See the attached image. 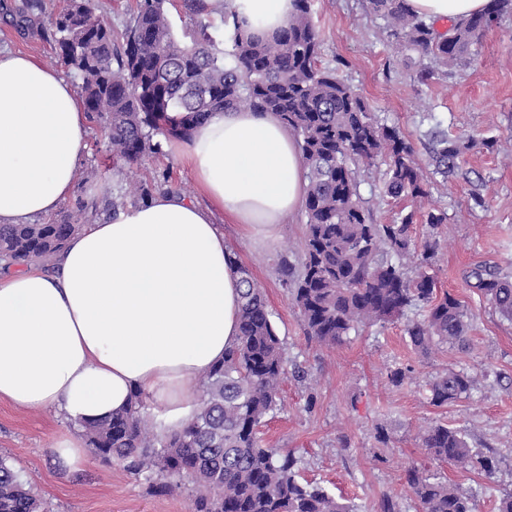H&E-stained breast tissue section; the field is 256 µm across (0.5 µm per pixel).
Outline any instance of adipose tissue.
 I'll return each instance as SVG.
<instances>
[{"mask_svg": "<svg viewBox=\"0 0 512 512\" xmlns=\"http://www.w3.org/2000/svg\"><path fill=\"white\" fill-rule=\"evenodd\" d=\"M264 34L293 0H208ZM487 0H408L425 18L459 19ZM76 87L35 58L0 52V224L54 212L75 186L88 147ZM205 203L165 193L118 209L74 235L51 270L0 276V400L53 407L73 424L157 407L166 436L190 419L202 377L239 337L244 286L220 210L247 236L274 238L308 180L296 140L270 112L213 113L183 143Z\"/></svg>", "mask_w": 512, "mask_h": 512, "instance_id": "ef3b65f1", "label": "adipose tissue"}]
</instances>
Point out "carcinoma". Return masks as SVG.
<instances>
[{
  "instance_id": "obj_1",
  "label": "carcinoma",
  "mask_w": 512,
  "mask_h": 512,
  "mask_svg": "<svg viewBox=\"0 0 512 512\" xmlns=\"http://www.w3.org/2000/svg\"><path fill=\"white\" fill-rule=\"evenodd\" d=\"M386 21L388 34L415 53L410 63L419 82L436 67L461 64L512 0H489L486 11L459 19L444 33L414 12L406 0H368ZM190 24L185 39L173 28L166 0H139L121 38L94 12L92 0H67L52 38L60 65L79 79L84 112L104 132L101 152L112 163H134L162 152L172 138L189 139L217 110L273 112L294 134L307 170L305 234L300 269L282 262L285 285L309 339L337 345L358 326L397 317L412 305L426 308L406 325L417 350L428 356L443 344L466 347L470 315L448 293L437 297L431 274L436 243L426 241L414 275L404 258L416 250L410 235L414 214L398 224H376L360 196L358 172L381 161L383 189L395 199L420 202L428 192L423 169L399 131L381 122L360 93L320 64L321 39L311 19L310 0H294L288 24L266 39L247 35L236 13L224 12L233 27L231 50L223 48L204 0H186ZM181 112L170 122L168 113ZM460 138L434 132L429 153L435 173L448 177L461 154ZM149 188L131 186L112 199H144ZM99 211V201L78 194L57 213L32 224H0V268L39 262L47 267L68 240ZM241 295L239 341L224 362L203 377L202 394L188 423L159 439L144 416V398L130 408L83 426L87 448L120 462L150 480L164 496L172 480L188 478L194 512H357L324 487L298 479L291 452L261 445L258 429L280 409L287 373L283 341L271 321L264 294L249 271L237 266ZM467 285L512 319V281L500 270L478 265ZM470 372L451 370L429 383V399L443 406L469 394ZM434 459L491 476L496 458L473 448L463 430L436 424L420 435ZM419 512H476L473 496L417 467L405 473ZM40 504L21 475L0 457V512H39Z\"/></svg>"
}]
</instances>
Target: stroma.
<instances>
[{
	"instance_id": "stroma-1",
	"label": "stroma",
	"mask_w": 512,
	"mask_h": 512,
	"mask_svg": "<svg viewBox=\"0 0 512 512\" xmlns=\"http://www.w3.org/2000/svg\"><path fill=\"white\" fill-rule=\"evenodd\" d=\"M36 2L25 21L18 15L23 0H0V50L26 53L51 67V30L65 0ZM312 10L322 41L321 65L335 69L382 123L399 130L420 165L429 162L434 128L466 144L449 178H428L425 205L445 211L447 223L435 229L414 224L413 235L419 243L438 239L436 292L467 307L471 341L465 350L444 345L422 356L405 332L408 322L424 314L412 306L392 320L360 327L342 344H317L308 339L279 270L281 259L299 261L303 210L285 215L271 240L245 237L240 225L215 214L232 254L262 288L290 364L307 373L304 381L290 376L283 383V408L261 427L262 444L293 451L300 459V480L325 487L360 512H382L387 498L395 512H418L404 480L414 464L474 494L477 512H498L499 500L512 492V320L468 288L465 276L484 263L512 276V14L484 33L465 64L439 67L423 84L367 0H313ZM383 172L380 164L362 170L360 193L376 223H396L416 205L384 196ZM133 183L146 184L154 194L168 185L188 199L201 198L172 140L161 154L116 166L106 181L87 182L86 188L117 196ZM399 367L408 374L396 385L390 373ZM461 369L475 378L470 395L431 405L429 381ZM439 423L465 429L472 447L493 453L494 474L430 459L419 438L427 426ZM73 430L57 409L24 410L0 400V456L28 481L45 512H193L189 481L157 496L144 477L113 462L91 456L80 468L64 465L55 445Z\"/></svg>"
}]
</instances>
